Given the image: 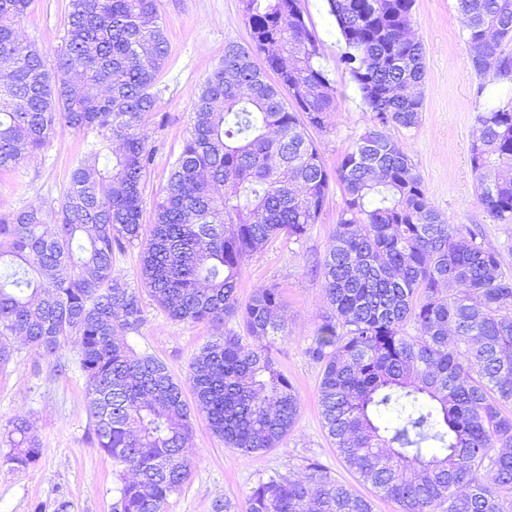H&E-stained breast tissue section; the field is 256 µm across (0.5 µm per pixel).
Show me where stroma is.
<instances>
[{
    "instance_id": "obj_1",
    "label": "stroma",
    "mask_w": 512,
    "mask_h": 512,
    "mask_svg": "<svg viewBox=\"0 0 512 512\" xmlns=\"http://www.w3.org/2000/svg\"><path fill=\"white\" fill-rule=\"evenodd\" d=\"M69 0H31L17 23L21 39L34 43L46 61H54L65 32ZM305 18L321 48L319 63L336 90L332 123L311 130L328 170L365 130L369 114L340 56L344 50L326 0H303ZM159 15L169 56L155 89L153 116L142 127L154 152L143 190V224L153 222L157 201L165 195L171 165L189 134L193 94L224 56L230 43L248 44L250 34L240 0H159ZM412 30L425 48V82L420 125L394 132L419 172L429 203L449 223L459 224L498 252L503 270L512 275V220L492 221L476 198L470 147L478 134L479 105L512 102V87L481 88L475 74L465 25L456 0H415ZM81 147L72 129L57 127L46 148L17 168L0 172V214L31 204L44 208L53 223L69 169ZM344 205L339 185H331L322 213L301 239L280 237L247 259L238 296L247 302L259 288L281 294L284 334L267 345L300 397L295 425L278 448L244 455L215 437L205 414L193 418L190 444L196 455L190 475L165 512H216L224 501L244 507L260 474L272 471L297 478L309 461H319L332 479L366 498L373 512H401L400 506L365 484L336 453L321 423V364L307 354L318 325L329 312L322 279L315 271L324 257ZM145 322L125 341L137 353L163 361L181 383H189V364L218 329L206 323L172 320L150 297H143ZM13 359L0 367V428L10 419L27 418L43 452L34 466L15 469L0 463V512H45L65 504L66 512H112L119 483L112 462L97 450L89 431L86 380L78 364V346L68 341L50 357L14 338Z\"/></svg>"
}]
</instances>
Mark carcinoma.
Returning a JSON list of instances; mask_svg holds the SVG:
<instances>
[{"label": "carcinoma", "mask_w": 512, "mask_h": 512, "mask_svg": "<svg viewBox=\"0 0 512 512\" xmlns=\"http://www.w3.org/2000/svg\"><path fill=\"white\" fill-rule=\"evenodd\" d=\"M341 61L369 123L336 170L344 206L319 265L330 313L309 357L322 364L323 427L344 460L402 512H506L512 495V276L499 254L430 205L390 130L421 123L423 44L414 0H327ZM251 41L229 43L194 93L189 136L143 235L153 152L140 132L168 57L158 0H69L52 68L14 28L29 0H0V171L48 145L59 125L96 136L74 160L56 223L32 204L0 215V365L21 335L44 356L75 337L98 450L120 468L112 512H163L189 476L192 410L168 367L118 336L139 332V293L113 274L115 252L144 239L140 274L179 321L241 318L190 364L196 409L224 447L276 448L300 399L270 348L283 332L275 288L239 305L246 259L317 222L330 176L309 128L328 127L336 92L301 0H241ZM483 86L512 83V0H457ZM265 55V65L254 61ZM477 200L512 219V107L478 112ZM121 142L114 151V141ZM412 326L415 334L406 332ZM0 462L35 465L29 421L6 428ZM291 480L258 476L245 512H372L312 461Z\"/></svg>", "instance_id": "cac0c4a2"}]
</instances>
